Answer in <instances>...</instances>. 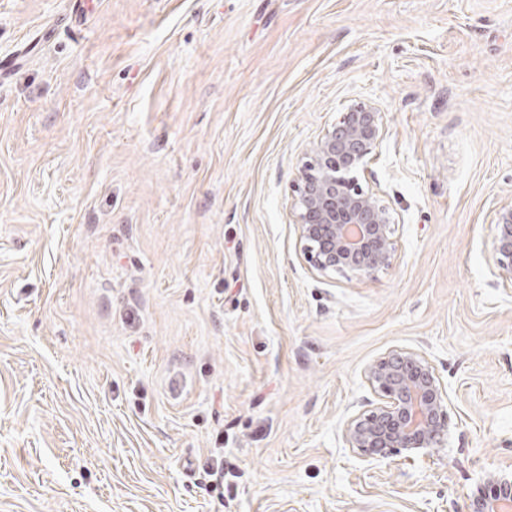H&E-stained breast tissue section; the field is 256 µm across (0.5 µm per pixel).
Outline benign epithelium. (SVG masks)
<instances>
[{
  "instance_id": "7a95c632",
  "label": "benign epithelium",
  "mask_w": 512,
  "mask_h": 512,
  "mask_svg": "<svg viewBox=\"0 0 512 512\" xmlns=\"http://www.w3.org/2000/svg\"><path fill=\"white\" fill-rule=\"evenodd\" d=\"M385 136L376 105L355 102L318 139L299 169L294 224L306 263L321 275L349 271L371 277L392 264L394 219L379 194L363 189L358 179ZM491 223L489 274L496 285L512 288V206L496 209ZM364 376L378 403L344 424L343 440L352 453L371 464L401 453L410 459L445 446L452 398L422 352L393 349L371 362ZM511 508L508 464L487 472L455 512Z\"/></svg>"
}]
</instances>
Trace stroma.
<instances>
[{
  "label": "stroma",
  "mask_w": 512,
  "mask_h": 512,
  "mask_svg": "<svg viewBox=\"0 0 512 512\" xmlns=\"http://www.w3.org/2000/svg\"><path fill=\"white\" fill-rule=\"evenodd\" d=\"M360 100L395 256L322 276L298 169ZM510 203L512 0H0V512H451L512 463ZM398 348L448 445L370 464ZM490 224H494L488 270L496 285L512 288V206L496 209ZM364 376L378 403L344 424L343 440L352 453L371 464L445 446L452 398L422 352L393 349L371 362Z\"/></svg>",
  "instance_id": "35a3bbf8"
}]
</instances>
